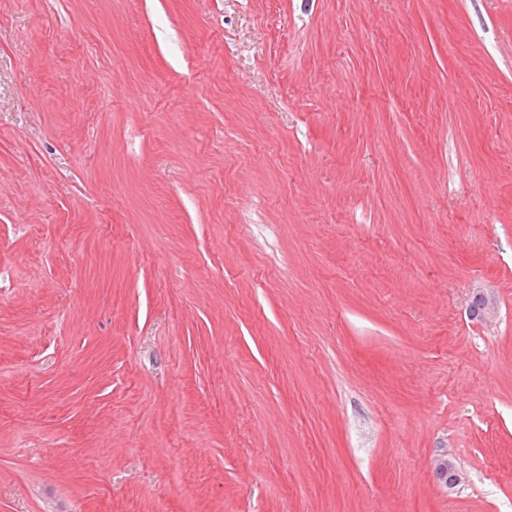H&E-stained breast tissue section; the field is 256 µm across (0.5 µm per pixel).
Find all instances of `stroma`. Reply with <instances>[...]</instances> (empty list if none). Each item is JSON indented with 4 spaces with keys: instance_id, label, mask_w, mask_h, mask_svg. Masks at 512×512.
<instances>
[{
    "instance_id": "35a3bbf8",
    "label": "stroma",
    "mask_w": 512,
    "mask_h": 512,
    "mask_svg": "<svg viewBox=\"0 0 512 512\" xmlns=\"http://www.w3.org/2000/svg\"><path fill=\"white\" fill-rule=\"evenodd\" d=\"M0 512H512V0H0ZM497 309L495 297L484 292L476 293L469 306V314L473 319L486 321L492 318Z\"/></svg>"
}]
</instances>
